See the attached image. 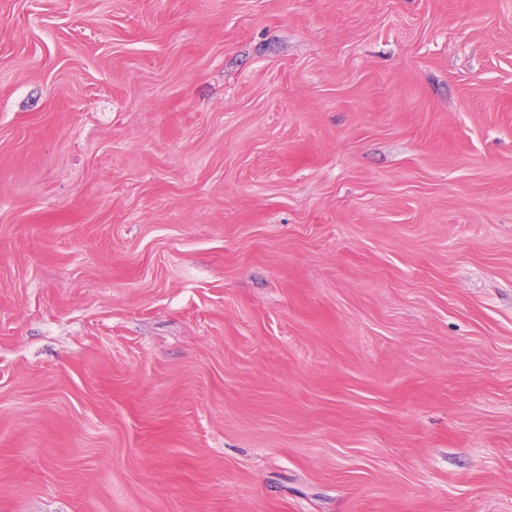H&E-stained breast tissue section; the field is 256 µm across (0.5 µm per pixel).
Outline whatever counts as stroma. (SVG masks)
<instances>
[{"label": "stroma", "instance_id": "obj_1", "mask_svg": "<svg viewBox=\"0 0 512 512\" xmlns=\"http://www.w3.org/2000/svg\"><path fill=\"white\" fill-rule=\"evenodd\" d=\"M0 512H512V0H0Z\"/></svg>", "mask_w": 512, "mask_h": 512}]
</instances>
